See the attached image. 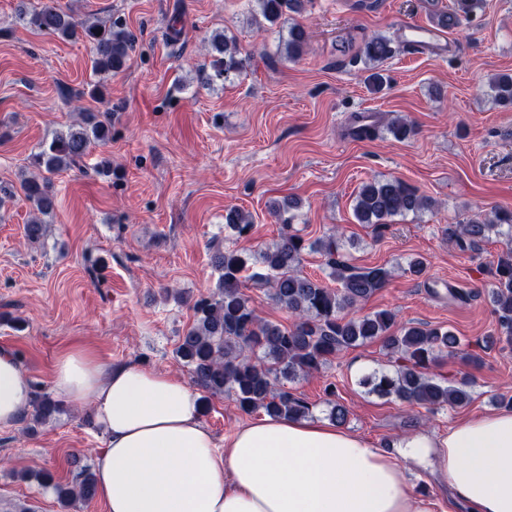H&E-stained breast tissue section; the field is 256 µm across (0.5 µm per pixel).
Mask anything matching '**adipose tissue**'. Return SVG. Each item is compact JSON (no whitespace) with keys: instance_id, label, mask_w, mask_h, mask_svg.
Returning a JSON list of instances; mask_svg holds the SVG:
<instances>
[{"instance_id":"obj_1","label":"adipose tissue","mask_w":512,"mask_h":512,"mask_svg":"<svg viewBox=\"0 0 512 512\" xmlns=\"http://www.w3.org/2000/svg\"><path fill=\"white\" fill-rule=\"evenodd\" d=\"M53 389L105 437L97 495L108 512H440L404 472H430L469 512H512V408L375 444L330 419L265 415L216 447L182 378L113 366L87 348L57 359ZM32 384L0 350V428L17 427Z\"/></svg>"}]
</instances>
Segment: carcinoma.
<instances>
[{
    "label": "carcinoma",
    "mask_w": 512,
    "mask_h": 512,
    "mask_svg": "<svg viewBox=\"0 0 512 512\" xmlns=\"http://www.w3.org/2000/svg\"><path fill=\"white\" fill-rule=\"evenodd\" d=\"M259 12L270 25L277 24L288 11L299 12L304 0H256ZM483 8V0H454V13L466 17ZM19 19L28 27L62 40H81L92 50L95 73H116L125 66L132 46V36L117 21L78 20L64 10L58 0H37L30 10L23 9ZM304 26L288 27L284 41L288 58L300 56L308 45ZM212 52L209 81L227 80L244 69L237 57L235 42L222 33L210 38ZM396 52L394 41L383 35L368 38L360 49V58L369 65L367 82L376 90L386 83L377 64ZM489 87L496 101L512 107V74L494 77ZM348 133L357 139H370L384 130L398 141L416 134L409 121L394 117L383 123L371 113L351 117ZM112 137V122L107 112L82 113V121L56 132L30 164L38 174L21 180L24 197L33 210L49 214L54 207L52 177L76 166L97 146ZM432 199L398 178L372 180L363 184L356 195L354 217L360 224L373 228L380 237L388 228L386 221L409 212L429 210ZM512 229V211L493 210L469 219L464 224H446L442 236L460 247L476 249L491 235H503L502 226ZM251 216L237 208L224 215V228L236 238L249 235ZM324 257L328 277L337 284L330 288L300 270L305 251ZM213 265L219 272L216 291L194 300L193 323L178 336L176 357L189 368L193 382L205 398L234 397L240 410L252 413L258 409L269 415L306 417L310 404L296 393L279 385L280 380L311 376L321 371L342 351L381 340L396 368L392 372H375L363 384L383 397L399 400L406 407L435 412L445 407H462L471 400L470 381L440 379L429 372L434 354L454 350L458 338L442 328H428L419 323L397 324L389 310L357 314L358 305L386 287L392 271L383 266L359 267L340 251L337 237L329 235L311 243L283 222L279 238L256 250L216 249ZM266 288L276 306L293 317L291 324L261 318L251 306L246 290ZM490 299L498 315L505 341L512 343V235L497 256ZM35 417L45 420L60 411V403L48 396L33 401ZM53 487L64 508L96 495L94 473L86 469L72 485L54 481L51 473L41 475Z\"/></svg>",
    "instance_id": "obj_1"
}]
</instances>
